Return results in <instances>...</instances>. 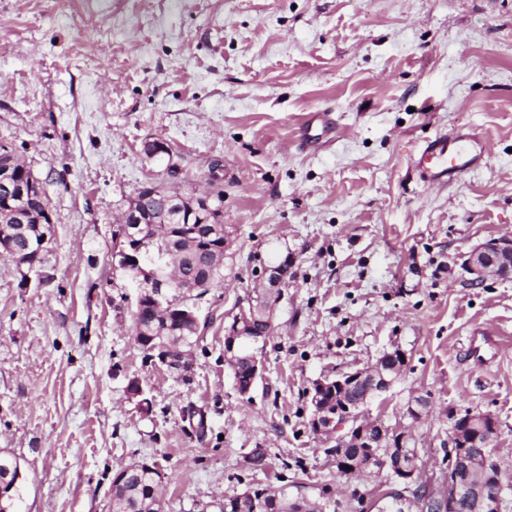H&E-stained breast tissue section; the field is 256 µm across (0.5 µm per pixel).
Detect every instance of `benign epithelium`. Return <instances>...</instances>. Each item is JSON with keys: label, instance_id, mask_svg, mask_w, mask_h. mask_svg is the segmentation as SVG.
<instances>
[{"label": "benign epithelium", "instance_id": "obj_1", "mask_svg": "<svg viewBox=\"0 0 512 512\" xmlns=\"http://www.w3.org/2000/svg\"><path fill=\"white\" fill-rule=\"evenodd\" d=\"M42 186L43 183L28 168H15V160L0 165V194L4 197L6 209H13L25 197L27 189L38 190ZM118 224L112 246V265L134 272L132 287L135 288V308H140L141 302L148 298L153 313L158 316L164 307L170 305L171 289H179L186 297L200 289V285L181 274L160 273L144 266L143 242L160 223L144 220L136 201H131L124 209ZM466 271L474 283H481L489 276L511 277L512 238H493L473 249L466 260ZM399 374V365L391 366L378 360L370 366L342 372L334 379L318 380L314 384L312 423L317 435L327 439L336 438V447L328 452L336 469L350 475L362 469L356 459L347 457L348 448H365L368 453H374L375 443L370 438L363 407L369 400L390 391ZM355 385L364 389L362 400L354 404L344 402L334 407L322 402V396L328 390H344ZM496 431L495 418L483 412L468 411L456 419L453 448L448 456V467L442 473L445 490L437 493L429 488L426 492V498L440 504L438 512H460L464 506L472 509V512H502L503 490L497 488L490 492L483 481L474 478L477 469L488 475L502 473L496 461L486 455L480 457L475 452L477 448L490 447ZM422 469L423 465L419 464L416 456L407 464L399 461L390 467V488L387 493L395 497L401 512H427L423 508V501L414 495Z\"/></svg>", "mask_w": 512, "mask_h": 512}]
</instances>
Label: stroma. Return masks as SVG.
<instances>
[{"label":"stroma","instance_id":"stroma-1","mask_svg":"<svg viewBox=\"0 0 512 512\" xmlns=\"http://www.w3.org/2000/svg\"><path fill=\"white\" fill-rule=\"evenodd\" d=\"M323 111L338 120L329 145L300 148ZM463 126L485 134V166L425 184L411 151ZM154 140L171 159L145 153ZM0 146L42 181L55 226L38 270L0 254L17 512H109L115 473L142 462L163 476V512H219L294 480L331 489L337 512H377L384 475H337L308 393L395 349L406 367L368 413L412 426L424 480L469 410L496 419L491 456L512 476V278L463 268L512 235V0H0ZM149 185L224 193V283L191 298L205 331L185 382L144 362L131 279L112 265L113 226ZM282 261L276 332L253 347L264 378L245 398L224 327ZM491 328L498 353L475 364L467 338ZM414 396L430 403L415 423ZM256 450L269 470L247 467Z\"/></svg>","mask_w":512,"mask_h":512}]
</instances>
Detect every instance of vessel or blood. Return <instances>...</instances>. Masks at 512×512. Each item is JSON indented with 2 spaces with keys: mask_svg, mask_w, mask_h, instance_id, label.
Instances as JSON below:
<instances>
[{
  "mask_svg": "<svg viewBox=\"0 0 512 512\" xmlns=\"http://www.w3.org/2000/svg\"><path fill=\"white\" fill-rule=\"evenodd\" d=\"M335 125V119L328 112L307 116L302 124L303 143L322 144L325 134ZM487 154V139L481 131L464 135L443 133L419 145L411 164L427 184L449 185L479 170Z\"/></svg>",
  "mask_w": 512,
  "mask_h": 512,
  "instance_id": "b4317fda",
  "label": "vessel or blood"
}]
</instances>
